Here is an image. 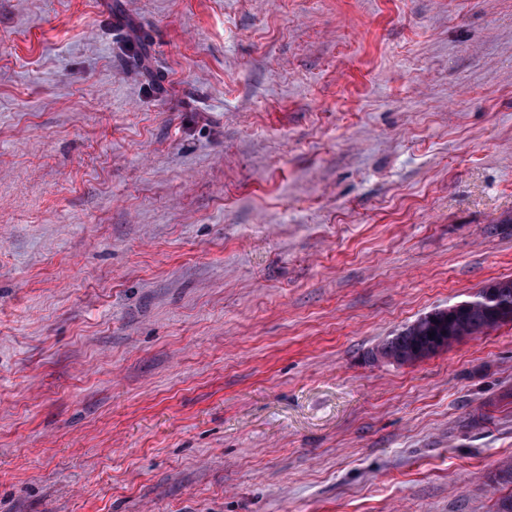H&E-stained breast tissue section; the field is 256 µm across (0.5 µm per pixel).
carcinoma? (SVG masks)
Here are the masks:
<instances>
[{"label": "carcinoma", "mask_w": 512, "mask_h": 512, "mask_svg": "<svg viewBox=\"0 0 512 512\" xmlns=\"http://www.w3.org/2000/svg\"><path fill=\"white\" fill-rule=\"evenodd\" d=\"M497 290L499 309L480 302H471L453 319L440 310L424 314L410 325L387 337L375 347L385 358L400 364H411L431 357L453 344L485 335L503 324L512 323V279H494L486 284Z\"/></svg>", "instance_id": "carcinoma-1"}]
</instances>
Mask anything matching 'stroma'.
<instances>
[{
	"mask_svg": "<svg viewBox=\"0 0 512 512\" xmlns=\"http://www.w3.org/2000/svg\"><path fill=\"white\" fill-rule=\"evenodd\" d=\"M502 277L512 0H0V512H496ZM484 291L481 293V291ZM496 288V289H495ZM497 290V292H496ZM481 293L476 299L479 302H471L473 298L457 301L448 307V312L441 310L424 314L410 325L403 327L392 336H388L381 344L372 349L370 354L380 351L384 358H393L397 364H411L431 357L454 343L465 338L485 335L503 324L512 323V279H494L485 284L476 294ZM475 294V295H476ZM498 297L499 309L494 310ZM471 302L466 308L461 309L456 316L448 321L450 314H455L459 306ZM481 302V303H480ZM487 305H484V304ZM501 310H507L501 312ZM421 341L417 336H429ZM435 338L437 340H435Z\"/></svg>",
	"mask_w": 512,
	"mask_h": 512,
	"instance_id": "obj_1",
	"label": "stroma"
}]
</instances>
